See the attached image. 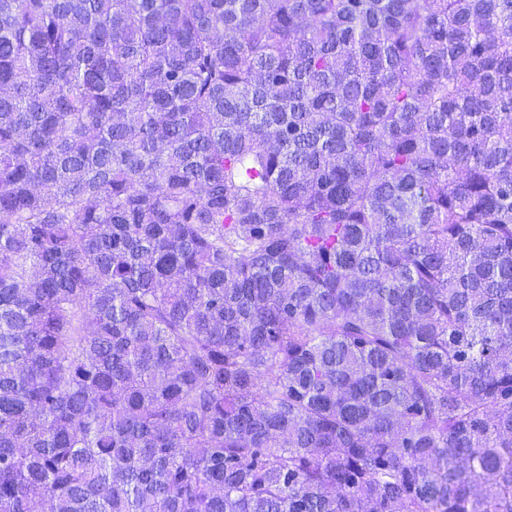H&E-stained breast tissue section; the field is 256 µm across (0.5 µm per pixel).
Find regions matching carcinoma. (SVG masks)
<instances>
[{
    "label": "carcinoma",
    "mask_w": 512,
    "mask_h": 512,
    "mask_svg": "<svg viewBox=\"0 0 512 512\" xmlns=\"http://www.w3.org/2000/svg\"><path fill=\"white\" fill-rule=\"evenodd\" d=\"M0 512H512V0H0Z\"/></svg>",
    "instance_id": "obj_1"
}]
</instances>
